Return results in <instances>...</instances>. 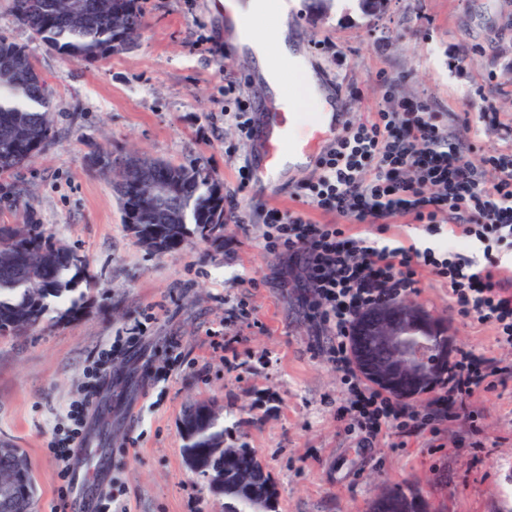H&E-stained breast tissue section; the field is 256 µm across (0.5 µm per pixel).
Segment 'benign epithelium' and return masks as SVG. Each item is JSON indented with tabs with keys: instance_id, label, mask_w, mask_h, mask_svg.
<instances>
[{
	"instance_id": "obj_1",
	"label": "benign epithelium",
	"mask_w": 512,
	"mask_h": 512,
	"mask_svg": "<svg viewBox=\"0 0 512 512\" xmlns=\"http://www.w3.org/2000/svg\"><path fill=\"white\" fill-rule=\"evenodd\" d=\"M127 183L148 201L163 198L171 190L157 178H129ZM452 340L445 323L420 305L395 298L360 312L351 333V360L366 381L411 401L436 386L435 376L449 364Z\"/></svg>"
}]
</instances>
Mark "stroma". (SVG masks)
Wrapping results in <instances>:
<instances>
[{"label":"stroma","mask_w":512,"mask_h":512,"mask_svg":"<svg viewBox=\"0 0 512 512\" xmlns=\"http://www.w3.org/2000/svg\"><path fill=\"white\" fill-rule=\"evenodd\" d=\"M147 27L129 51L86 64L50 51L0 0V34L24 44L52 89L55 143L17 173L0 176V224L33 223L83 262L71 300L49 299L33 332L0 335V442L33 470L34 512H55L62 485L52 444L64 410L89 390L82 491L111 512H224V497L183 455L182 416L210 405L225 445L253 448L275 486L276 512H369L388 486L418 488L439 512H512V377L480 391L469 418L435 432L378 439L347 432L330 332L315 319L302 262L262 251L268 209L297 204L311 166L278 189L241 183L248 143L224 112V86L271 98L248 54L216 19L212 0H140ZM298 48L342 92L351 123L367 120L384 92L422 98L450 133L478 126L483 108L503 130L484 131L486 153L512 149V0H295ZM222 55H212V46ZM113 155L137 148L211 171L235 214L220 235L191 237L175 252L146 249L112 184L88 167L90 145ZM410 217L386 239L438 246ZM414 302L443 318L455 347L512 367L490 326L462 317L448 289L423 273ZM136 332L140 341L124 338Z\"/></svg>","instance_id":"stroma-1"}]
</instances>
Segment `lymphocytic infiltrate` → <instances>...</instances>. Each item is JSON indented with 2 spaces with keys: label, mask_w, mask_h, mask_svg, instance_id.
<instances>
[{
  "label": "lymphocytic infiltrate",
  "mask_w": 512,
  "mask_h": 512,
  "mask_svg": "<svg viewBox=\"0 0 512 512\" xmlns=\"http://www.w3.org/2000/svg\"><path fill=\"white\" fill-rule=\"evenodd\" d=\"M489 168L498 178L488 186L482 174ZM318 170L316 181L299 195V208L267 211L259 246L305 264L312 308L334 331L328 360L348 386L341 418L371 438L386 430L405 437L435 420L458 418L475 392L490 388L498 371L493 358L459 349L436 410L423 413L357 378L349 335L361 310L416 293L427 271L447 285L460 315L493 325L498 344L512 348V293L491 252L492 246L512 244V150L468 158L450 144L427 101L387 99L371 119L348 127L335 148L319 159ZM315 210L327 214V221L313 219ZM399 214L426 226L454 224L457 238L485 244L484 264H474L453 246L437 251L382 244L351 233L342 223L351 217L376 224ZM87 407L84 401L70 405L67 418L73 427L53 449L67 479L75 452L85 443Z\"/></svg>",
  "instance_id": "1"
}]
</instances>
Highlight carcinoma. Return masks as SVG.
<instances>
[{"label":"carcinoma","mask_w":512,"mask_h":512,"mask_svg":"<svg viewBox=\"0 0 512 512\" xmlns=\"http://www.w3.org/2000/svg\"><path fill=\"white\" fill-rule=\"evenodd\" d=\"M19 23L48 49L77 62L94 63L133 47L145 28L139 0H12ZM51 93L25 46L0 35V174L27 166L54 142ZM102 149L88 153L90 168L112 183L124 223L155 224L167 251L187 241L189 225L210 224L224 213L220 181L202 167L175 165L141 153L135 159L141 176L166 177L169 196L146 211L140 199L124 190L121 168L129 157L112 160L108 169L96 162ZM77 259L52 241L39 224H0V332L24 335L42 320L44 300L73 291L67 277ZM184 453L194 458L198 474L224 479V512H253L272 507L275 491L265 466L251 448L224 447V427L206 405L191 408L183 419ZM35 483L25 453L0 446V512H32ZM387 512H436L417 490L394 486L382 492Z\"/></svg>","instance_id":"obj_1"}]
</instances>
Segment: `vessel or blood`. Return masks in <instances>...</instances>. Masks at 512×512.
<instances>
[{
    "label": "vessel or blood",
    "instance_id": "b4317fda",
    "mask_svg": "<svg viewBox=\"0 0 512 512\" xmlns=\"http://www.w3.org/2000/svg\"><path fill=\"white\" fill-rule=\"evenodd\" d=\"M315 108L310 115L299 112L296 102L284 97L256 110L250 143L254 182L273 185L284 173L317 163L345 133L349 120L340 97L325 96Z\"/></svg>",
    "mask_w": 512,
    "mask_h": 512
}]
</instances>
